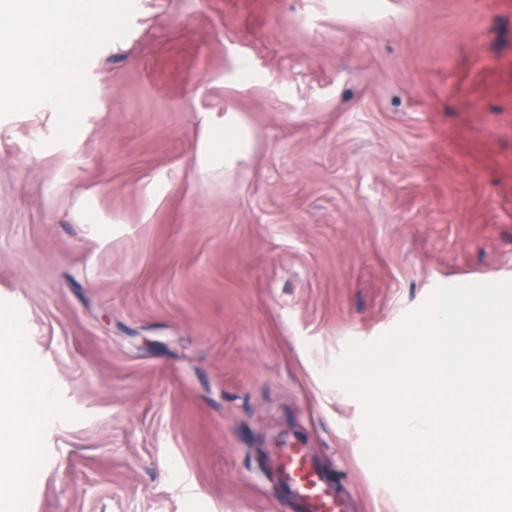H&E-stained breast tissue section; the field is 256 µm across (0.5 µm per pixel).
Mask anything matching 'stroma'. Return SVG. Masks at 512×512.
<instances>
[{
  "instance_id": "obj_1",
  "label": "stroma",
  "mask_w": 512,
  "mask_h": 512,
  "mask_svg": "<svg viewBox=\"0 0 512 512\" xmlns=\"http://www.w3.org/2000/svg\"><path fill=\"white\" fill-rule=\"evenodd\" d=\"M134 3L71 141L0 118V316L57 406L13 497L288 512L270 464L299 441L357 512H406L323 375L437 287L512 279V0ZM230 110L253 153L201 180Z\"/></svg>"
}]
</instances>
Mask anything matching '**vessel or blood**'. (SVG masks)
Instances as JSON below:
<instances>
[{
	"mask_svg": "<svg viewBox=\"0 0 512 512\" xmlns=\"http://www.w3.org/2000/svg\"><path fill=\"white\" fill-rule=\"evenodd\" d=\"M272 472L278 490L295 512H349L347 496L305 449L280 448Z\"/></svg>",
	"mask_w": 512,
	"mask_h": 512,
	"instance_id": "obj_1",
	"label": "vessel or blood"
}]
</instances>
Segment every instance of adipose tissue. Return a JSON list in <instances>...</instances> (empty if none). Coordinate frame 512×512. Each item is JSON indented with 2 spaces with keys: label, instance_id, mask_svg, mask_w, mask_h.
I'll list each match as a JSON object with an SVG mask.
<instances>
[{
  "label": "adipose tissue",
  "instance_id": "adipose-tissue-1",
  "mask_svg": "<svg viewBox=\"0 0 512 512\" xmlns=\"http://www.w3.org/2000/svg\"><path fill=\"white\" fill-rule=\"evenodd\" d=\"M252 150L250 127L239 113L227 112L223 123L203 124L196 155L198 172L206 178L220 169L225 177H233ZM16 329L13 320L0 326V512H17L19 505L10 495L12 481L19 471L41 463L37 431L56 410L35 365L16 377L2 359L15 346Z\"/></svg>",
  "mask_w": 512,
  "mask_h": 512
}]
</instances>
